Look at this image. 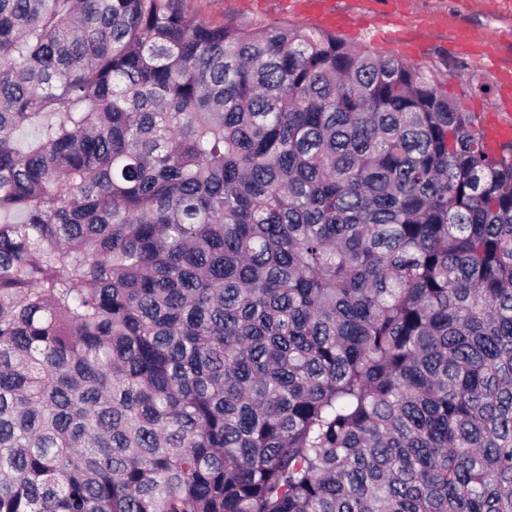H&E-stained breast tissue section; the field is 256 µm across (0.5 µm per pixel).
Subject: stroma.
Segmentation results:
<instances>
[{"instance_id":"1","label":"stroma","mask_w":512,"mask_h":512,"mask_svg":"<svg viewBox=\"0 0 512 512\" xmlns=\"http://www.w3.org/2000/svg\"><path fill=\"white\" fill-rule=\"evenodd\" d=\"M186 14L213 25L266 22L317 29L310 17L284 0H182ZM452 15L459 27L482 40L479 54L456 50L449 32L425 29L430 11ZM409 22L422 29L425 49L418 66L438 73L441 88L468 112L494 111L500 95L499 68L512 67V0H415Z\"/></svg>"}]
</instances>
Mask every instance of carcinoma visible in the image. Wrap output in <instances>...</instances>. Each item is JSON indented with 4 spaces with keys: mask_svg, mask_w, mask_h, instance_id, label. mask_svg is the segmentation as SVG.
Wrapping results in <instances>:
<instances>
[{
    "mask_svg": "<svg viewBox=\"0 0 512 512\" xmlns=\"http://www.w3.org/2000/svg\"><path fill=\"white\" fill-rule=\"evenodd\" d=\"M440 84L0 0V512H512V144ZM483 145L488 153H498L503 144L512 142V123L504 119H492L480 123Z\"/></svg>",
    "mask_w": 512,
    "mask_h": 512,
    "instance_id": "obj_1",
    "label": "carcinoma"
}]
</instances>
